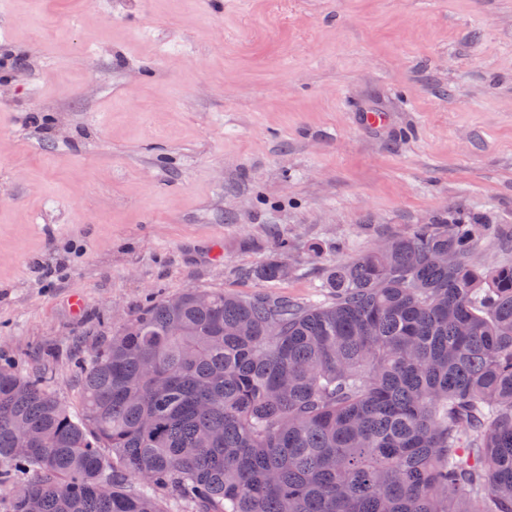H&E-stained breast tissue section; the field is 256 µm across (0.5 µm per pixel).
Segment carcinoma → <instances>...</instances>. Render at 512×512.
Returning <instances> with one entry per match:
<instances>
[{"label": "carcinoma", "mask_w": 512, "mask_h": 512, "mask_svg": "<svg viewBox=\"0 0 512 512\" xmlns=\"http://www.w3.org/2000/svg\"><path fill=\"white\" fill-rule=\"evenodd\" d=\"M485 232L414 224L327 268L322 301L162 299L79 412L0 367V512H512V263L474 260Z\"/></svg>", "instance_id": "carcinoma-1"}]
</instances>
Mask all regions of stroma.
Masks as SVG:
<instances>
[{"label":"stroma","mask_w":512,"mask_h":512,"mask_svg":"<svg viewBox=\"0 0 512 512\" xmlns=\"http://www.w3.org/2000/svg\"><path fill=\"white\" fill-rule=\"evenodd\" d=\"M466 217L512 232V0H8L0 364L71 411L160 299L307 301L324 267ZM275 259L288 279L258 280Z\"/></svg>","instance_id":"stroma-1"}]
</instances>
